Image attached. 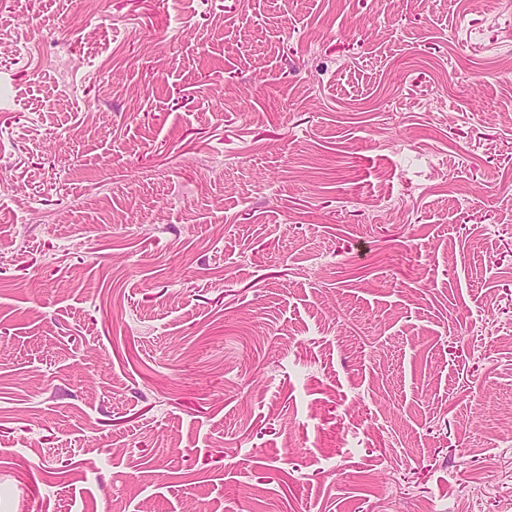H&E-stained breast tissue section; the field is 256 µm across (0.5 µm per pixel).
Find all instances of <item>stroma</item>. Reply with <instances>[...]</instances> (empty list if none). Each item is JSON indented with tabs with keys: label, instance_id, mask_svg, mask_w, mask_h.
Masks as SVG:
<instances>
[{
	"label": "stroma",
	"instance_id": "1",
	"mask_svg": "<svg viewBox=\"0 0 512 512\" xmlns=\"http://www.w3.org/2000/svg\"><path fill=\"white\" fill-rule=\"evenodd\" d=\"M0 17V512H512V0Z\"/></svg>",
	"mask_w": 512,
	"mask_h": 512
}]
</instances>
